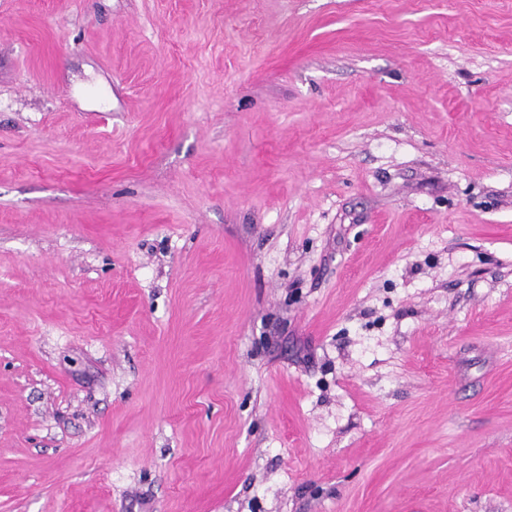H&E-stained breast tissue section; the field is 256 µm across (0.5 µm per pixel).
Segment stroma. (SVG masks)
I'll return each mask as SVG.
<instances>
[{
	"instance_id": "obj_1",
	"label": "stroma",
	"mask_w": 512,
	"mask_h": 512,
	"mask_svg": "<svg viewBox=\"0 0 512 512\" xmlns=\"http://www.w3.org/2000/svg\"><path fill=\"white\" fill-rule=\"evenodd\" d=\"M0 512H512V0H0Z\"/></svg>"
}]
</instances>
